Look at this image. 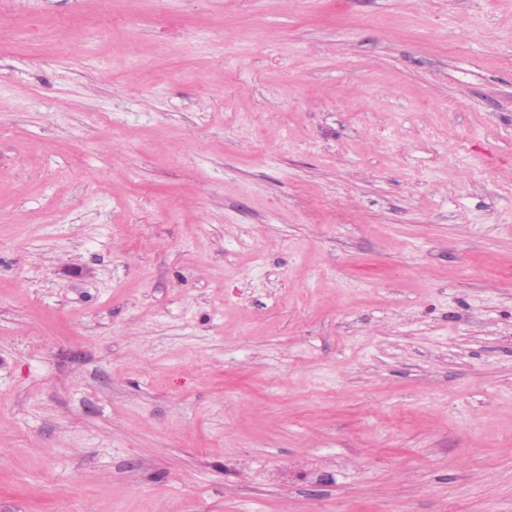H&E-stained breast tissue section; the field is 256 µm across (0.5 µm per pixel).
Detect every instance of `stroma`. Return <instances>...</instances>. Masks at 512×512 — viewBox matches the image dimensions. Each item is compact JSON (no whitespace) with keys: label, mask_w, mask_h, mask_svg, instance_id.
Masks as SVG:
<instances>
[{"label":"stroma","mask_w":512,"mask_h":512,"mask_svg":"<svg viewBox=\"0 0 512 512\" xmlns=\"http://www.w3.org/2000/svg\"><path fill=\"white\" fill-rule=\"evenodd\" d=\"M0 512H512V0L1 12Z\"/></svg>","instance_id":"1"}]
</instances>
